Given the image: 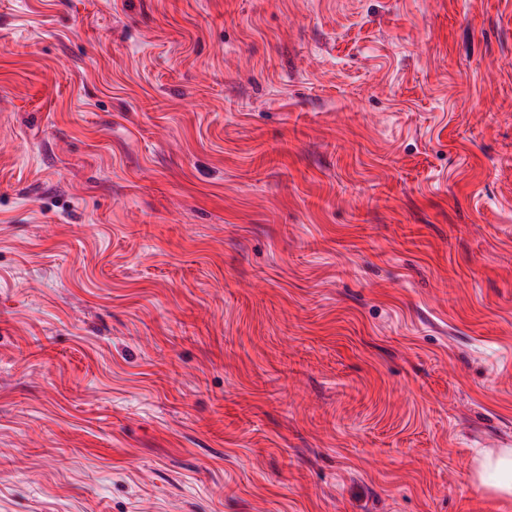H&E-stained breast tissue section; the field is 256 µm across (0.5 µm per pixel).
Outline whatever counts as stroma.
<instances>
[{
    "instance_id": "35a3bbf8",
    "label": "stroma",
    "mask_w": 512,
    "mask_h": 512,
    "mask_svg": "<svg viewBox=\"0 0 512 512\" xmlns=\"http://www.w3.org/2000/svg\"><path fill=\"white\" fill-rule=\"evenodd\" d=\"M512 0H0V512H512ZM473 482L501 499H512V448L479 452L474 460Z\"/></svg>"
}]
</instances>
